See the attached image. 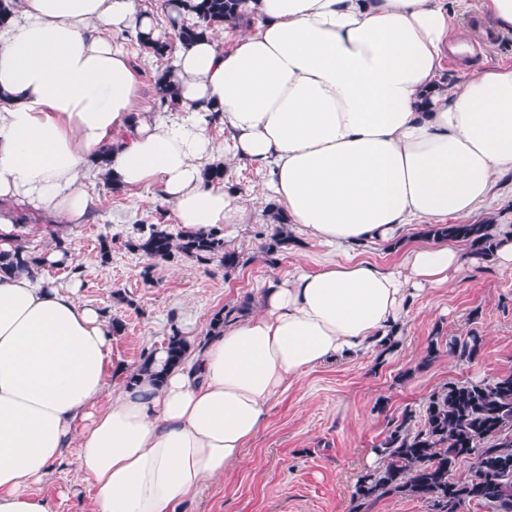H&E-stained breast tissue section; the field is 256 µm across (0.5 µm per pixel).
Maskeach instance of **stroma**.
I'll use <instances>...</instances> for the list:
<instances>
[{
  "label": "stroma",
  "mask_w": 512,
  "mask_h": 512,
  "mask_svg": "<svg viewBox=\"0 0 512 512\" xmlns=\"http://www.w3.org/2000/svg\"><path fill=\"white\" fill-rule=\"evenodd\" d=\"M468 32L471 52L448 54L443 70L449 82H462L477 65H512V35L485 38L478 0H448ZM132 56L139 76L138 112L154 116V81L165 68L162 59L143 53L130 34H115ZM211 136L226 168L225 178L243 197L240 222L224 229L226 250L241 260L226 272L183 256L154 263L128 248L143 225L158 224L179 232L157 190L111 192L101 179L88 186L95 201L89 224H48L29 218L21 224V244L47 257L43 275L53 285L79 284L82 301L122 324L112 338L117 364L134 370L143 354L166 345L172 327L192 322L203 335L215 313L225 307L260 310L267 282L301 265L315 267L324 249L308 243L299 252L266 254L264 246L274 221V198L265 175L255 166L232 159L224 151V131ZM478 223H512V176L496 179L489 200L471 217ZM68 253L52 260L55 236ZM114 240L109 262H102L99 244ZM81 266L80 279L69 275ZM475 332L483 338L479 356L460 363L448 351L427 360L431 337L448 338ZM512 369V274L500 272L491 260L473 264L449 286L429 288L415 297L398 345L390 351H369L359 357L316 367L293 382L273 401L266 427L248 443L243 459L210 480L186 512H351L352 492L360 473L375 467L376 445L388 421L408 407L419 408L448 382L481 380ZM77 448L65 450L37 493L47 497L54 512H92V492L77 467Z\"/></svg>",
  "instance_id": "obj_1"
}]
</instances>
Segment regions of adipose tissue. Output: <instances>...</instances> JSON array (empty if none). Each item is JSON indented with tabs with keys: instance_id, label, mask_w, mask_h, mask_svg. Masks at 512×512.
Returning <instances> with one entry per match:
<instances>
[{
	"instance_id": "ef3b65f1",
	"label": "adipose tissue",
	"mask_w": 512,
	"mask_h": 512,
	"mask_svg": "<svg viewBox=\"0 0 512 512\" xmlns=\"http://www.w3.org/2000/svg\"><path fill=\"white\" fill-rule=\"evenodd\" d=\"M0 23V250L23 212L85 223L86 184L108 160L128 191L159 187L188 232L238 223L242 196L204 168L221 125L232 157L267 172L294 247L326 253L268 283L259 313L189 337L162 386L121 378L112 326L42 257L0 274V512H52L35 492L64 448L93 512H176L265 427L270 404L316 366L400 336L407 307L462 276L455 246L357 257L404 227L463 220L512 174V66L442 78L458 40L447 0H244L255 17L173 44L177 111L139 117V85L113 32H156L135 0H11ZM120 384H113V377Z\"/></svg>"
}]
</instances>
